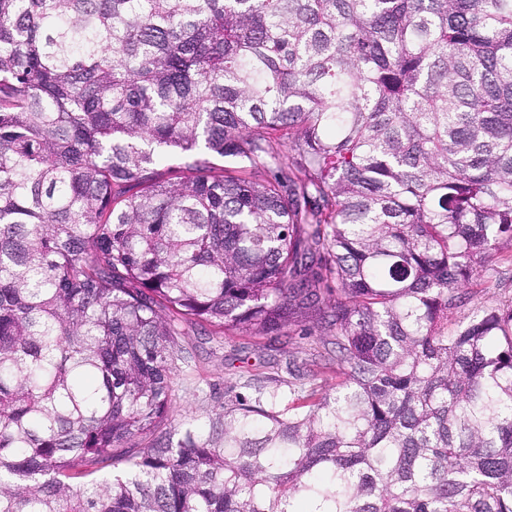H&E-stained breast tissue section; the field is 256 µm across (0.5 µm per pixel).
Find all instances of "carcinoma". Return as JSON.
Segmentation results:
<instances>
[{"mask_svg":"<svg viewBox=\"0 0 512 512\" xmlns=\"http://www.w3.org/2000/svg\"><path fill=\"white\" fill-rule=\"evenodd\" d=\"M506 248L512 0H0V512H512ZM311 314L334 383L173 418ZM497 259L500 270L504 273L503 280L499 287L490 288L481 294L482 301H507L512 300V262L510 252L506 249ZM303 321L286 328V336L273 341L267 337L215 334L208 325L188 324L181 346L187 362L175 386L174 416H196L204 420L207 414L224 409L239 392L238 383L249 374L280 380L281 390H288L289 359L306 370L312 364L322 342L332 339L334 331L312 327ZM249 372V373H248Z\"/></svg>","mask_w":512,"mask_h":512,"instance_id":"obj_1","label":"carcinoma"}]
</instances>
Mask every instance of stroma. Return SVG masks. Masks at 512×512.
Here are the masks:
<instances>
[{"mask_svg": "<svg viewBox=\"0 0 512 512\" xmlns=\"http://www.w3.org/2000/svg\"><path fill=\"white\" fill-rule=\"evenodd\" d=\"M332 331L303 321L287 328L285 336L266 337L217 334L207 325L189 324L181 338L187 355L175 386V417L195 416L222 410L239 393V381L247 374L273 377L288 383V367L306 369Z\"/></svg>", "mask_w": 512, "mask_h": 512, "instance_id": "stroma-1", "label": "stroma"}]
</instances>
